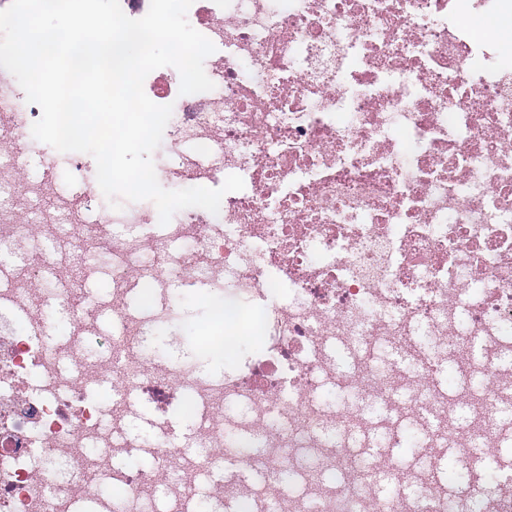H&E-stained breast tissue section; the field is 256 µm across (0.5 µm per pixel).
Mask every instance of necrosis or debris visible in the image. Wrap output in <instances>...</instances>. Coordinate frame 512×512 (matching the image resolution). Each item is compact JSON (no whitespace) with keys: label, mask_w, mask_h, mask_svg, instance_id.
<instances>
[{"label":"necrosis or debris","mask_w":512,"mask_h":512,"mask_svg":"<svg viewBox=\"0 0 512 512\" xmlns=\"http://www.w3.org/2000/svg\"><path fill=\"white\" fill-rule=\"evenodd\" d=\"M512 20V0H194L191 19L224 48L211 59V93L180 94L171 76L151 74L144 91L176 101L168 151L178 165L159 179L207 184L216 169L238 175L243 190L225 194L218 213L184 214L162 236L142 234L152 210L99 214L96 225H70L66 198L27 224L15 200L36 201L41 187L16 178L22 163L0 151V512H76L95 497L98 512H146L163 494L181 512L189 484L172 455L198 468L237 449L250 470L296 468L297 453L327 448L341 458L353 443L402 445L418 429L427 447L459 449L486 461L502 442L499 417L512 405V56L476 37L462 14ZM0 71L1 135H27L38 112ZM112 255L113 316L124 329L112 352L91 359L97 308L70 307L65 341L47 337L48 288L38 268L62 274L64 255ZM202 276L222 286L232 306L288 299L268 311L260 332L271 339L247 373L206 379L192 366L141 356V332L176 316L170 286ZM161 304L130 315L140 280ZM30 328L18 330L16 316ZM410 368L363 363L342 374L325 352L340 342L356 353L376 341L395 344ZM480 360L479 403L437 388L439 368ZM109 379L116 400H89L88 380ZM344 405L316 406L321 389ZM205 408L191 435L166 414L174 393ZM148 396L159 417L140 447L156 451L147 470H118L137 401ZM388 415L372 420L376 403ZM259 452H241L242 443ZM87 469L80 482L58 467ZM398 478L394 464L340 474L356 512H445L426 473L410 474L415 494L380 492L377 476ZM122 487L94 493L93 481ZM259 512H343L335 491L262 500Z\"/></svg>","instance_id":"necrosis-or-debris-1"}]
</instances>
